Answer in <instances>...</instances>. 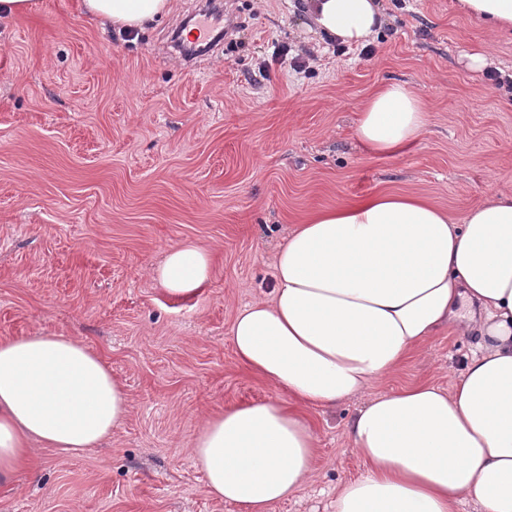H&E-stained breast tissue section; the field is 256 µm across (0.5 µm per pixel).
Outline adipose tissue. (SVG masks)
<instances>
[{
  "instance_id": "1",
  "label": "adipose tissue",
  "mask_w": 512,
  "mask_h": 512,
  "mask_svg": "<svg viewBox=\"0 0 512 512\" xmlns=\"http://www.w3.org/2000/svg\"><path fill=\"white\" fill-rule=\"evenodd\" d=\"M490 35L512 32V0H459ZM174 0H81L82 12L126 31L168 15ZM311 33L352 46L378 35L377 0H302ZM429 114L410 86H379L356 136L375 156L419 141ZM151 276L186 298L212 276L211 250L169 247ZM469 300L477 312L453 322ZM474 332L450 390L415 384L376 397L348 424L367 469L336 492L333 512H512V189L453 218L426 198L382 193L312 211L274 257L270 291L238 310V360L279 398L206 415L191 442L212 498L270 512L314 477L318 440L304 411L360 396L394 375L430 336ZM128 413L121 380L80 340L0 338V484L36 448L71 454L111 438Z\"/></svg>"
}]
</instances>
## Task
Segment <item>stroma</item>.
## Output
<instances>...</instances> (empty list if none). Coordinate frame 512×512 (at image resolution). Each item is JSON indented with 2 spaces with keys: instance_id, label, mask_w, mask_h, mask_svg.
<instances>
[{
  "instance_id": "35a3bbf8",
  "label": "stroma",
  "mask_w": 512,
  "mask_h": 512,
  "mask_svg": "<svg viewBox=\"0 0 512 512\" xmlns=\"http://www.w3.org/2000/svg\"><path fill=\"white\" fill-rule=\"evenodd\" d=\"M373 53L309 33L286 0H233L224 39L187 60L172 34L207 10L174 0L137 38L82 17L78 0H35L0 21V338L82 341L130 399L108 443L40 448L0 485V512H241L211 499L192 465L199 420L277 397L236 358V312L273 286V252L314 207L416 193L456 217L512 188V92L466 66L490 39L458 0H378ZM309 56L296 71L274 50ZM413 86L427 134L402 154L368 155L357 113L379 85ZM209 246L206 288L169 298L149 277L164 250ZM477 343L448 327L377 396L450 389ZM350 400L312 408L316 473L271 512H332L366 471L351 449Z\"/></svg>"
}]
</instances>
